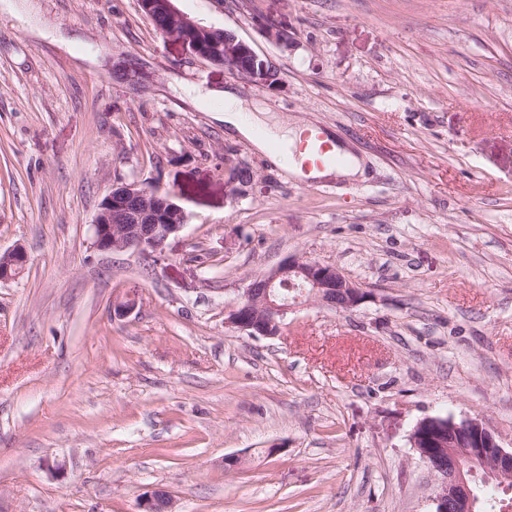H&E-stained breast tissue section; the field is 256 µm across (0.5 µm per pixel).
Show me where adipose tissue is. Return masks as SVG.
<instances>
[{
    "label": "adipose tissue",
    "mask_w": 512,
    "mask_h": 512,
    "mask_svg": "<svg viewBox=\"0 0 512 512\" xmlns=\"http://www.w3.org/2000/svg\"><path fill=\"white\" fill-rule=\"evenodd\" d=\"M223 120L226 127L236 135L252 141L258 149L268 152L272 162L287 164L293 174H301L299 146L304 133L303 127L284 128L260 117L245 115L242 101L231 91L224 94Z\"/></svg>",
    "instance_id": "1"
}]
</instances>
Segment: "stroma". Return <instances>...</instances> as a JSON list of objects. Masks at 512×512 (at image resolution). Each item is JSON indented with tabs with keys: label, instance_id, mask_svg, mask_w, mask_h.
I'll list each match as a JSON object with an SVG mask.
<instances>
[{
	"label": "stroma",
	"instance_id": "obj_1",
	"mask_svg": "<svg viewBox=\"0 0 512 512\" xmlns=\"http://www.w3.org/2000/svg\"><path fill=\"white\" fill-rule=\"evenodd\" d=\"M175 5L277 89L139 0H0V252L29 255L0 283V512H140L157 489L174 512H433L417 422L476 417L512 448V0ZM228 88L359 172L310 183L227 135ZM118 183L183 210L163 256L94 247ZM291 258L367 302H303L275 338L225 325ZM174 0H140L144 14L152 20H164L159 33L166 39L187 42L196 55L215 65L223 66L224 71L246 78L252 82L271 87L267 79L269 70L276 68L267 58L258 55L245 41L233 34L221 47L214 49L208 34L211 28L203 27L182 13L174 5ZM154 26H162L163 21H152Z\"/></svg>",
	"mask_w": 512,
	"mask_h": 512
}]
</instances>
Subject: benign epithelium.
Returning a JSON list of instances; mask_svg holds the SVG:
<instances>
[{"label": "benign epithelium", "mask_w": 512, "mask_h": 512, "mask_svg": "<svg viewBox=\"0 0 512 512\" xmlns=\"http://www.w3.org/2000/svg\"><path fill=\"white\" fill-rule=\"evenodd\" d=\"M140 7L148 18L164 20V26L159 28L162 37L188 43L198 57L224 67L232 75L269 85L267 73L275 65L245 41L234 36L224 41V47L213 48L208 37L211 29L182 13L174 0H140ZM170 198L169 193L136 184L114 185L99 205L93 224L94 245L100 251L132 249L143 254H163L168 238L180 232L185 223L177 204L165 207V200ZM28 262V254L20 245L0 253V282L17 279ZM302 297L336 310L351 311L365 301L367 292L334 266L294 258L253 280L240 298L226 308L224 324L252 337H277L286 314ZM410 443L414 448L431 449V457L423 461L439 477L432 498L435 512L473 510L469 474L454 461L446 466L440 463L446 448L464 445L475 462L491 458L493 475H512V451L505 450L495 434L477 419H422L412 430ZM141 512H173L172 500L165 492L154 491L142 501Z\"/></svg>", "instance_id": "7a95c632"}]
</instances>
